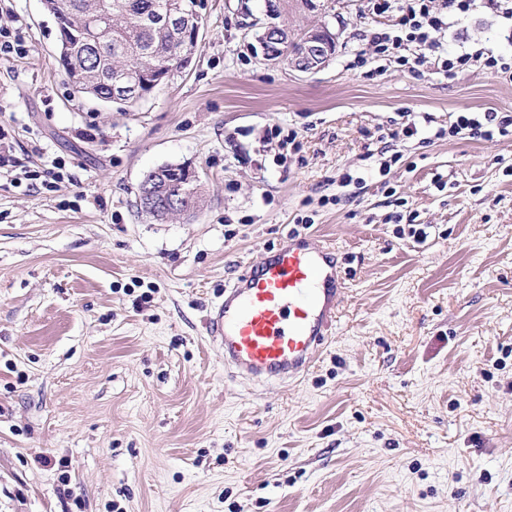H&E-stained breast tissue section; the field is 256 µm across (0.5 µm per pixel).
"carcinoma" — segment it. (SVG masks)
I'll use <instances>...</instances> for the list:
<instances>
[{
    "label": "carcinoma",
    "instance_id": "1",
    "mask_svg": "<svg viewBox=\"0 0 512 512\" xmlns=\"http://www.w3.org/2000/svg\"><path fill=\"white\" fill-rule=\"evenodd\" d=\"M60 37L59 59L77 93L97 102L133 107L136 102L113 97L115 78L128 70L148 72L175 64L182 32L166 24V13L197 10L199 0H52ZM109 10L102 34L73 30L74 19L95 14L101 3Z\"/></svg>",
    "mask_w": 512,
    "mask_h": 512
}]
</instances>
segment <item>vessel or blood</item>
<instances>
[{
  "label": "vessel or blood",
  "instance_id": "1",
  "mask_svg": "<svg viewBox=\"0 0 512 512\" xmlns=\"http://www.w3.org/2000/svg\"><path fill=\"white\" fill-rule=\"evenodd\" d=\"M345 283L333 249L293 234L224 288L205 331L233 376L258 383L303 376L336 324Z\"/></svg>",
  "mask_w": 512,
  "mask_h": 512
}]
</instances>
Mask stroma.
I'll return each mask as SVG.
<instances>
[{
    "label": "stroma",
    "instance_id": "stroma-1",
    "mask_svg": "<svg viewBox=\"0 0 512 512\" xmlns=\"http://www.w3.org/2000/svg\"><path fill=\"white\" fill-rule=\"evenodd\" d=\"M244 2L264 10L201 0L191 65L121 111L72 90L53 18L14 0L28 52L0 55V127L19 170L67 176H0V512H512V137L435 136L512 112V82L365 75L367 0L289 9L337 36L299 73L247 51ZM442 42L512 56V25L480 7ZM406 112L424 137L380 174ZM168 164L204 205L154 224L138 185ZM297 232L336 248V325L300 379H232L205 317Z\"/></svg>",
    "mask_w": 512,
    "mask_h": 512
}]
</instances>
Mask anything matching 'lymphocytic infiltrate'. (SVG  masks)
<instances>
[{"label": "lymphocytic infiltrate", "instance_id": "f902f5d3", "mask_svg": "<svg viewBox=\"0 0 512 512\" xmlns=\"http://www.w3.org/2000/svg\"><path fill=\"white\" fill-rule=\"evenodd\" d=\"M374 16L387 17L386 25L365 36L370 55H359L360 65L395 61L422 63L433 56L448 77L475 69L512 81V57L490 52L449 53L439 38L449 16L462 15L481 5L512 21V0H368ZM450 137L491 141L512 135L511 112H460L448 127Z\"/></svg>", "mask_w": 512, "mask_h": 512}]
</instances>
